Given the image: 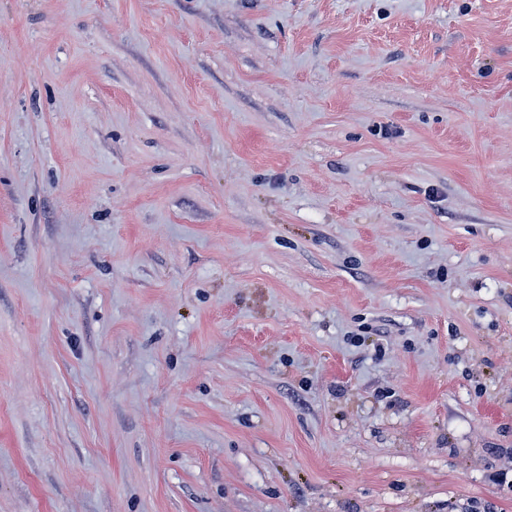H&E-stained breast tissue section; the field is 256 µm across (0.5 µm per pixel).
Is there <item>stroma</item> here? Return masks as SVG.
I'll return each instance as SVG.
<instances>
[{
	"instance_id": "1",
	"label": "stroma",
	"mask_w": 512,
	"mask_h": 512,
	"mask_svg": "<svg viewBox=\"0 0 512 512\" xmlns=\"http://www.w3.org/2000/svg\"><path fill=\"white\" fill-rule=\"evenodd\" d=\"M512 0H0V512H512Z\"/></svg>"
}]
</instances>
